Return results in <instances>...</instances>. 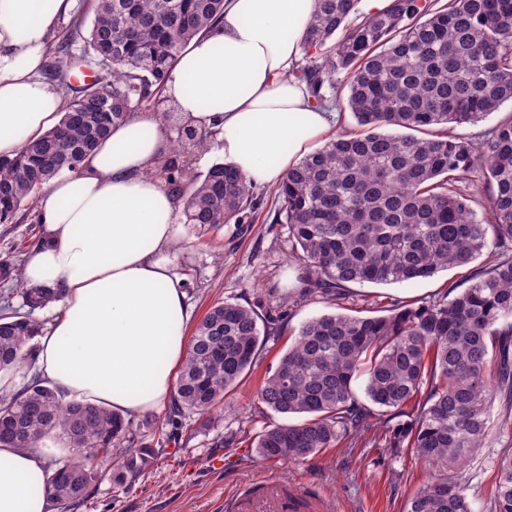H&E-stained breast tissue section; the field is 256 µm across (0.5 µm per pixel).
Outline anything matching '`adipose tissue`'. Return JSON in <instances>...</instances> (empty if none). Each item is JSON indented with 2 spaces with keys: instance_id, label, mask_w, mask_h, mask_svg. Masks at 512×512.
<instances>
[{
  "instance_id": "1",
  "label": "adipose tissue",
  "mask_w": 512,
  "mask_h": 512,
  "mask_svg": "<svg viewBox=\"0 0 512 512\" xmlns=\"http://www.w3.org/2000/svg\"><path fill=\"white\" fill-rule=\"evenodd\" d=\"M74 0H0V155L17 153L60 118L41 78L47 43ZM315 0H226L215 30L183 52L166 94L183 119L219 129L227 165L277 184L331 134L337 115L316 108L290 75ZM165 128L137 112L112 128L79 170L39 203L45 240L24 267L31 286L59 289L62 313L38 336L49 383L69 398L122 414L161 406L186 356L189 317L170 268L181 203L151 176ZM39 456L0 447V512H48Z\"/></svg>"
}]
</instances>
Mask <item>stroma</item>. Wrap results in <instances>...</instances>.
I'll return each mask as SVG.
<instances>
[{"mask_svg":"<svg viewBox=\"0 0 512 512\" xmlns=\"http://www.w3.org/2000/svg\"><path fill=\"white\" fill-rule=\"evenodd\" d=\"M259 206L252 222L203 229L179 227L173 253L192 306L188 328H195L212 305L238 302L260 316L280 318L278 335L267 337L255 366L224 400L220 421L205 427L196 414L178 422L168 406L131 415L134 433L152 448L153 464L127 486L112 480L111 461L99 466V479L80 512H225L227 498L249 493L253 483L275 476L299 483L315 497H328L337 512H404L408 498L428 478L409 449L398 453L376 446L374 436L341 441L300 462L261 460L256 437L283 415L257 408L254 394L294 341L300 326L326 312L383 316L394 305H419L437 299L448 286L466 285L470 267L442 271L398 284H353L338 300L311 284L308 266L294 258L287 225L277 223L276 189L254 186ZM38 207L15 224H0V258L27 260L43 236ZM512 445V426L492 415L479 454L465 468L472 512H489V493L502 448ZM236 457L235 466H213L215 458Z\"/></svg>","mask_w":512,"mask_h":512,"instance_id":"stroma-1","label":"stroma"}]
</instances>
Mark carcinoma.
Returning a JSON list of instances; mask_svg holds the SVG:
<instances>
[{
    "mask_svg": "<svg viewBox=\"0 0 512 512\" xmlns=\"http://www.w3.org/2000/svg\"><path fill=\"white\" fill-rule=\"evenodd\" d=\"M357 0H316L292 70L314 104L336 99L346 73L347 105L361 131L339 135L307 155L277 186V221L288 225L296 257L322 293L350 284H395L468 266L495 247L460 292L389 314L327 312L306 322L256 393L257 405L303 415L258 435L263 461H299L343 439L383 429L384 445L410 448L431 470L406 512H472L463 467L490 427V411L512 417V113L478 142L452 134L512 101V0H393L351 24ZM225 0H93L88 31L74 20L48 51L64 104L58 124L0 157V224H15L29 202L108 136L112 125L167 99L165 84L191 40L224 15ZM81 59L90 83L65 79ZM384 126L406 129L401 134ZM176 127L177 147L150 174L182 201L184 223L245 224L256 202L251 181L216 163L199 175L193 162L217 132ZM485 178L484 216L460 187ZM0 281L16 282L27 312L0 316V371L32 357L41 334L31 312L57 297L27 286L23 266L0 260ZM251 307L212 306L189 339L170 418L187 412L203 424L256 363L270 327ZM366 376L365 398L353 382ZM75 448L90 462L52 457L43 492L59 512L87 502L98 480L93 460L120 447L113 482L134 481L153 463L129 422L88 400L68 399L35 374L0 397V446L43 452L47 442ZM490 512H512V447L502 449Z\"/></svg>",
    "mask_w": 512,
    "mask_h": 512,
    "instance_id": "cac0c4a2",
    "label": "carcinoma"
}]
</instances>
